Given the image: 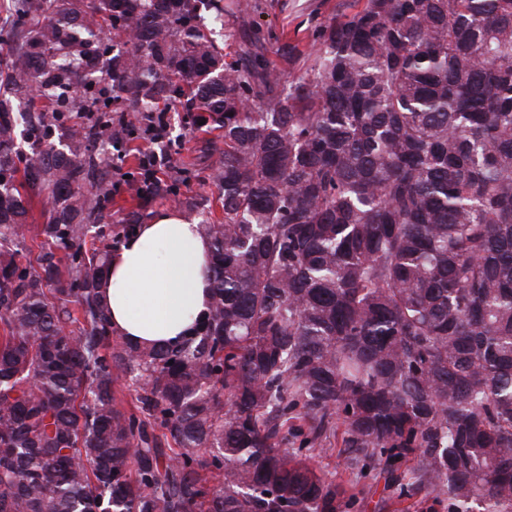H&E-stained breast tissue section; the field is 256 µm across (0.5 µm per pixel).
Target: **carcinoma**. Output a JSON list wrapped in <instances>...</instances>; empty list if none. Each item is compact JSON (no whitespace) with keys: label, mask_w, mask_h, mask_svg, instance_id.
I'll use <instances>...</instances> for the list:
<instances>
[{"label":"carcinoma","mask_w":512,"mask_h":512,"mask_svg":"<svg viewBox=\"0 0 512 512\" xmlns=\"http://www.w3.org/2000/svg\"><path fill=\"white\" fill-rule=\"evenodd\" d=\"M0 8V512H352L338 425L398 496L512 512V0H363L291 81L224 61V0ZM181 99L224 137L211 301L139 346L97 296L137 224L83 189Z\"/></svg>","instance_id":"cac0c4a2"}]
</instances>
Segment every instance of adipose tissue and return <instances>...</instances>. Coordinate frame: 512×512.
Here are the masks:
<instances>
[{"label":"adipose tissue","instance_id":"1","mask_svg":"<svg viewBox=\"0 0 512 512\" xmlns=\"http://www.w3.org/2000/svg\"><path fill=\"white\" fill-rule=\"evenodd\" d=\"M210 243L174 211L153 215L111 257L98 286L116 334L141 346L164 345L206 312Z\"/></svg>","mask_w":512,"mask_h":512}]
</instances>
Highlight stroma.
<instances>
[{"instance_id":"35a3bbf8","label":"stroma","mask_w":512,"mask_h":512,"mask_svg":"<svg viewBox=\"0 0 512 512\" xmlns=\"http://www.w3.org/2000/svg\"><path fill=\"white\" fill-rule=\"evenodd\" d=\"M254 8L231 13L226 17L227 30L217 42L222 47L226 61L238 59L244 34L258 35L266 47L265 56L272 70L288 78L301 75L310 66L308 52L321 29L344 13L360 6L361 0H255ZM295 46L290 58H283L282 45ZM173 127L171 135V167L163 172L162 180L175 184L176 195L135 200L121 181L125 176L138 173V159L152 151L153 143L146 138L131 140L121 154H114L112 148H105L104 157L113 160L114 187L112 189L111 221L119 224L129 217H137L139 223L161 211H175L190 221H197L205 199L217 196L213 182L203 179L204 155L202 149L217 142L218 136L198 129L187 123L183 104L170 107ZM326 445L328 450L314 457L313 463L323 473L352 484L357 501L353 512H393L383 504L391 492L385 481L375 472L350 465L343 451L342 434L331 435Z\"/></svg>"}]
</instances>
